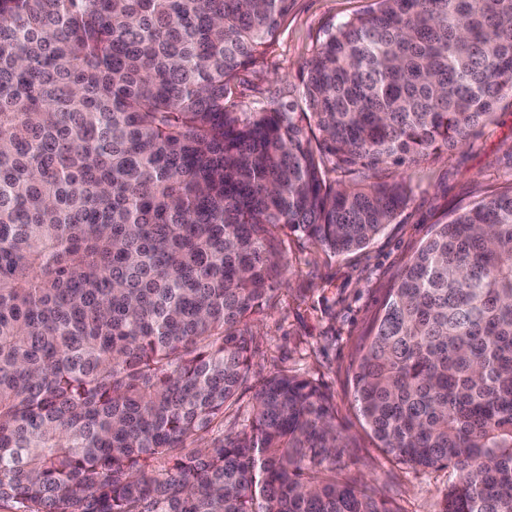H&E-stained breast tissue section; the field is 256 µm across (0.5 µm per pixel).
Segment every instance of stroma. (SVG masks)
<instances>
[{
  "label": "stroma",
  "mask_w": 512,
  "mask_h": 512,
  "mask_svg": "<svg viewBox=\"0 0 512 512\" xmlns=\"http://www.w3.org/2000/svg\"><path fill=\"white\" fill-rule=\"evenodd\" d=\"M373 3L293 0L268 52L234 80L240 108L251 112L269 106L280 90L300 88L302 67L328 27ZM368 179L410 183L407 208L366 247L344 255L317 250L294 234L286 238L288 266L251 327L253 364L263 375L285 369L306 377L331 395L336 426L347 444L336 461L339 479L375 493L393 512H439L455 470L386 456L354 407L352 376L389 288L431 226L512 186V98H504L493 121L466 144L403 168L381 165Z\"/></svg>",
  "instance_id": "stroma-1"
}]
</instances>
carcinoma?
<instances>
[{
  "label": "carcinoma",
  "instance_id": "1",
  "mask_svg": "<svg viewBox=\"0 0 512 512\" xmlns=\"http://www.w3.org/2000/svg\"><path fill=\"white\" fill-rule=\"evenodd\" d=\"M293 0H0V503L15 512H394L336 477L330 395L254 374L280 235L333 254L409 165L512 96V0H377L302 94L239 110ZM335 173L337 177L330 178ZM253 390L248 431L224 433ZM385 454L439 512H512V191L431 227L361 346Z\"/></svg>",
  "mask_w": 512,
  "mask_h": 512
}]
</instances>
